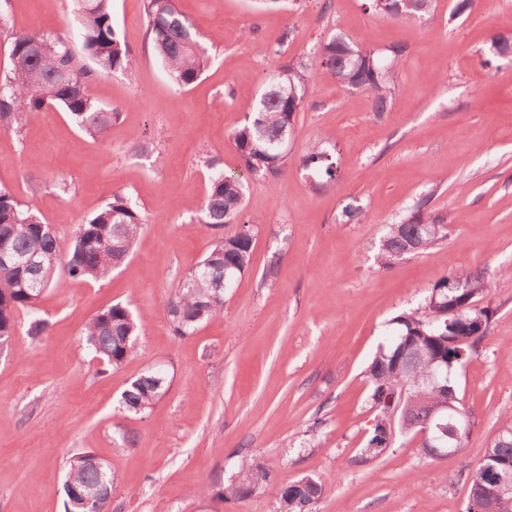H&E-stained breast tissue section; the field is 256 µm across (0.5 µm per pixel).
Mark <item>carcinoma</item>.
I'll return each instance as SVG.
<instances>
[{"mask_svg": "<svg viewBox=\"0 0 512 512\" xmlns=\"http://www.w3.org/2000/svg\"><path fill=\"white\" fill-rule=\"evenodd\" d=\"M374 13L393 19L422 18L435 12L436 0H367ZM147 35L156 57L173 82L184 87L202 74L208 50L196 26L180 10L178 0H144ZM76 38L40 31L13 34L11 68L0 76V128L19 130L49 105L65 111L78 129L93 140L104 136L118 113L90 95L93 82L111 73L134 74L137 59L122 40L112 17V0H78ZM404 48L388 61L362 43L341 35L320 42L319 57L288 61L273 69L277 83L293 91L279 94L266 83L244 121L230 139L251 174L275 176L288 165L279 151L281 137L293 130L296 114L306 104L310 83L324 75L367 94L372 111H388L394 79ZM300 165L328 181L336 178L333 155L324 142L309 143ZM246 181L214 169L197 221L219 230L243 216ZM429 198L421 199L410 217L390 224L380 239L376 261L389 267L401 255L425 251L448 235V216L427 211ZM145 219L128 196L112 198L84 222L85 233L64 244L54 228L43 222L30 205L0 187V248L12 255L15 267H0V353L12 347L19 314L28 317L27 336L36 342L47 335L51 323L37 307L59 271L87 282L106 278L114 266L130 255ZM252 221L244 231L216 236L202 260L183 277L178 292L168 302L166 314L179 335L224 312V292L218 284L237 278L249 267L253 246ZM439 224L435 236L426 226ZM493 283L480 269L458 274L451 270L430 288L423 308L392 319L390 339L379 346L366 369L369 403L374 420L394 421L396 435H417L436 407L453 402L460 411L459 447H466L470 419L459 397L457 373L479 350L494 311L477 304L491 294ZM141 316L121 302L94 315L83 331L85 343L102 365L118 367L137 346ZM448 366L447 377L425 385L434 363ZM167 378L148 369L121 393L118 409L147 413L165 394ZM512 471V415L502 419L497 435L474 468L466 512L482 506L490 478ZM270 480L259 462L245 457L224 486V500L243 501ZM112 469L96 466V455H73L63 490L111 484ZM323 492L322 482L311 476L282 486L277 512H312Z\"/></svg>", "mask_w": 512, "mask_h": 512, "instance_id": "1", "label": "carcinoma"}]
</instances>
